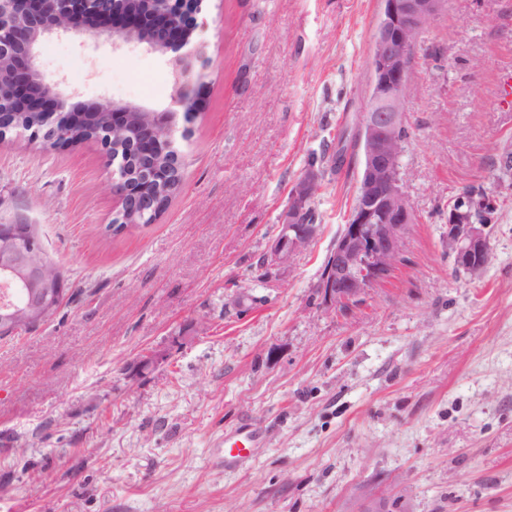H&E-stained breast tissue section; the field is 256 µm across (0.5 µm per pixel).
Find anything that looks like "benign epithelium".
I'll return each instance as SVG.
<instances>
[{
	"label": "benign epithelium",
	"instance_id": "benign-epithelium-1",
	"mask_svg": "<svg viewBox=\"0 0 512 512\" xmlns=\"http://www.w3.org/2000/svg\"><path fill=\"white\" fill-rule=\"evenodd\" d=\"M141 11L117 6V0H0V73L8 71L9 94L16 108L40 113L37 122L15 125L10 113L0 112V138L28 135L51 148L73 146L71 133L95 112H106V126L93 141L112 168L116 211L130 224L148 215L160 216L167 205L160 187L182 175L184 159L176 134L205 108L203 70L209 63L198 17L203 0H152ZM382 10L371 51V89L359 113L358 144L363 168L355 204L336 240L317 284L320 306L332 311L344 302L361 301L387 278L403 253L413 211L400 173L403 155L404 106L411 85V64L420 33L445 9L446 0H381ZM53 33L96 38L114 45L145 46L166 55L174 77V94L162 111L123 105L101 98L89 105L72 104L58 85L38 69L41 38ZM115 142L129 143L146 162L140 175L128 176V155L112 151ZM319 173L308 170L293 187L281 228L267 262L286 266L315 239L318 226L301 217L319 184ZM473 213L455 203L448 209V254L473 279L481 275L493 252ZM41 244L31 236L0 232V291L23 293L18 304L3 302L0 328L13 333L51 311L47 288L63 285L60 273L45 261Z\"/></svg>",
	"mask_w": 512,
	"mask_h": 512
}]
</instances>
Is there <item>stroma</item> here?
<instances>
[{
	"label": "stroma",
	"mask_w": 512,
	"mask_h": 512,
	"mask_svg": "<svg viewBox=\"0 0 512 512\" xmlns=\"http://www.w3.org/2000/svg\"><path fill=\"white\" fill-rule=\"evenodd\" d=\"M380 0H205L207 106L181 191L113 233L100 145L0 140V223L26 218L65 300L0 338V512H512V0H448L421 33L401 178L402 260L360 304L316 284L354 205L357 115ZM72 102L161 110L165 56L39 45ZM322 175L316 239L263 259L291 188ZM497 198L479 280L448 253V205ZM257 432L245 458L224 439Z\"/></svg>",
	"instance_id": "35a3bbf8"
}]
</instances>
